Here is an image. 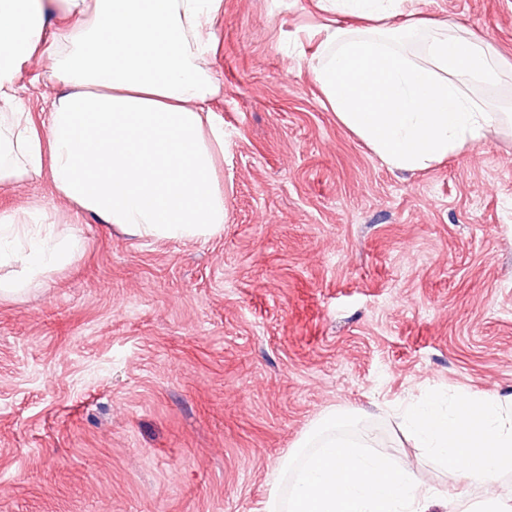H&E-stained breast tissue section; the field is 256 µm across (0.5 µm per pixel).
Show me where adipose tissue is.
<instances>
[{
	"mask_svg": "<svg viewBox=\"0 0 512 512\" xmlns=\"http://www.w3.org/2000/svg\"><path fill=\"white\" fill-rule=\"evenodd\" d=\"M366 21L406 0H317ZM223 0H0V186L49 176L73 216L138 238L205 239L224 226L217 162L224 129L209 108L223 85L207 62ZM422 60L361 27L324 26L312 68L337 120L394 168L421 170L500 123L469 95L503 63L454 19L431 20ZM61 93L34 118L18 85L32 58ZM41 203L0 213V300L43 287L72 263L75 240L38 224Z\"/></svg>",
	"mask_w": 512,
	"mask_h": 512,
	"instance_id": "obj_1",
	"label": "adipose tissue"
}]
</instances>
